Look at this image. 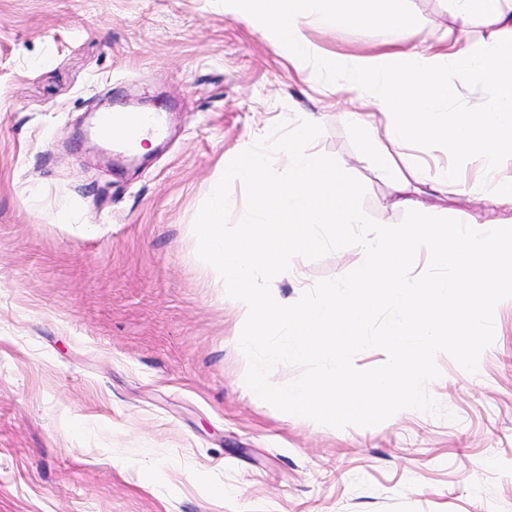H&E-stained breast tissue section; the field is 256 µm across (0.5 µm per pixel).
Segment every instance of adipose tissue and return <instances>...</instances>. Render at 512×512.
<instances>
[{"label":"adipose tissue","mask_w":512,"mask_h":512,"mask_svg":"<svg viewBox=\"0 0 512 512\" xmlns=\"http://www.w3.org/2000/svg\"><path fill=\"white\" fill-rule=\"evenodd\" d=\"M460 26L450 32L444 52L412 41L415 21L405 0H224V12L255 26L272 45L304 71L307 82L329 74L359 109L346 118L366 143L371 165L406 196L400 204L421 216L431 195L464 193L454 169H426L406 153L409 141L445 139L493 183L485 198L490 218L469 227L457 220L419 222L396 228L369 224L355 204V185L314 147L317 119L305 113L292 138L278 141L285 159L272 172L263 147L250 148L235 163L234 179L246 184L259 208L227 242L224 222L231 208L215 197L207 220L197 229L198 250L222 269L224 285L241 318L255 325L242 346L259 347L269 365L284 357L329 360L327 372L309 386L288 390L266 373L246 377L251 397L276 400L298 411L317 405L336 413L344 398L367 419H380L385 402L407 408L418 386L431 376L435 351L469 343L485 322L480 292L512 278V178L501 170L512 159V0H455ZM478 19L490 29L474 44L468 23ZM341 25L380 28L398 49L374 55L338 57L320 53L305 37L307 27L329 30ZM492 94L478 108H455L470 86ZM357 231L365 262L356 284L331 283L319 299L297 307L273 302L257 280L264 268L293 278L300 240H328ZM425 253L438 274L418 287L407 284V259ZM393 322L379 332L369 327L381 306ZM379 344L386 359L375 370L360 369L354 352L366 342Z\"/></svg>","instance_id":"adipose-tissue-1"}]
</instances>
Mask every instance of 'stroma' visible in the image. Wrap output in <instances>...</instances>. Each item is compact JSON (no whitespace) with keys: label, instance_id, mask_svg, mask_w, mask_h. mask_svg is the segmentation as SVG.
Wrapping results in <instances>:
<instances>
[{"label":"stroma","instance_id":"stroma-1","mask_svg":"<svg viewBox=\"0 0 512 512\" xmlns=\"http://www.w3.org/2000/svg\"><path fill=\"white\" fill-rule=\"evenodd\" d=\"M414 41L438 48L452 0H409ZM320 52L367 55L389 34L307 29ZM167 112L170 137L118 170L87 137L101 107ZM343 89L317 88L224 0H0V512H512V285L488 302L479 344L441 349L416 404L377 422L255 401L270 373L299 389L321 359L268 366L197 226L227 196V240L254 206L235 158L315 115V145L358 187L374 224L409 225L343 121ZM461 195L427 222L482 217L492 187L446 141ZM301 287L256 275L297 305L355 281L364 247L301 244ZM473 366L461 367L462 357Z\"/></svg>","mask_w":512,"mask_h":512}]
</instances>
